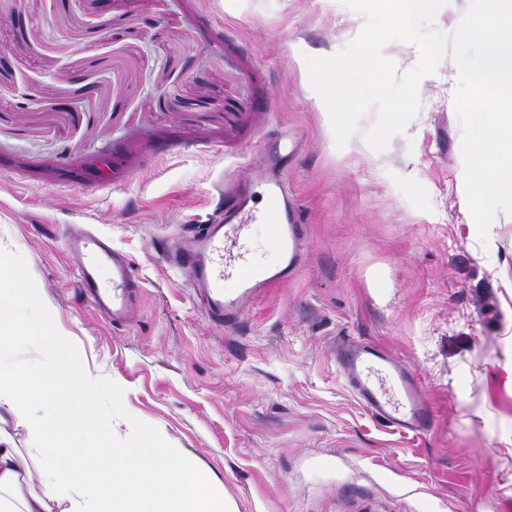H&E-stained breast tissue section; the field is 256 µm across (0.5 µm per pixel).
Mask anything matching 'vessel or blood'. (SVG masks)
<instances>
[{
    "instance_id": "b4317fda",
    "label": "vessel or blood",
    "mask_w": 512,
    "mask_h": 512,
    "mask_svg": "<svg viewBox=\"0 0 512 512\" xmlns=\"http://www.w3.org/2000/svg\"><path fill=\"white\" fill-rule=\"evenodd\" d=\"M300 142L281 130L264 146V170L257 186H243L224 195V216L202 224L185 246L167 254L166 263L191 281L209 316L226 328L236 327L249 301L286 283L301 267L307 242L299 205L283 178ZM264 206H257L256 195ZM269 230L278 261L271 266L252 259L250 230ZM78 262L83 295L114 323H124L135 306L142 280L129 256L100 234L80 228L66 239ZM336 372L357 401L374 417L405 434H422L431 426L415 374L377 345L349 337L333 349Z\"/></svg>"
}]
</instances>
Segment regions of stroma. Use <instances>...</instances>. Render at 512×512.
Instances as JSON below:
<instances>
[{"mask_svg": "<svg viewBox=\"0 0 512 512\" xmlns=\"http://www.w3.org/2000/svg\"><path fill=\"white\" fill-rule=\"evenodd\" d=\"M343 0H0V254L105 385L103 422L194 458L229 512H512V215L480 241L464 190L459 71L445 56L385 152L337 147L304 55L361 32ZM307 249L217 326L166 254L255 177L274 128ZM71 225L128 253L142 292L113 325L77 288ZM379 344L417 375L419 436L356 401L332 349Z\"/></svg>", "mask_w": 512, "mask_h": 512, "instance_id": "1", "label": "stroma"}]
</instances>
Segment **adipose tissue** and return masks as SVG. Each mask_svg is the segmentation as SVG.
Wrapping results in <instances>:
<instances>
[{"label":"adipose tissue","instance_id":"adipose-tissue-1","mask_svg":"<svg viewBox=\"0 0 512 512\" xmlns=\"http://www.w3.org/2000/svg\"><path fill=\"white\" fill-rule=\"evenodd\" d=\"M38 346L43 360L21 367L13 353ZM101 383L76 362L70 343L43 312L23 272L0 258V406L41 441L30 473L12 438L0 431V512H225L224 496L192 459L150 435L115 448L106 425L94 426L104 449L77 447L59 401L90 406ZM42 415H34L33 403Z\"/></svg>","mask_w":512,"mask_h":512}]
</instances>
